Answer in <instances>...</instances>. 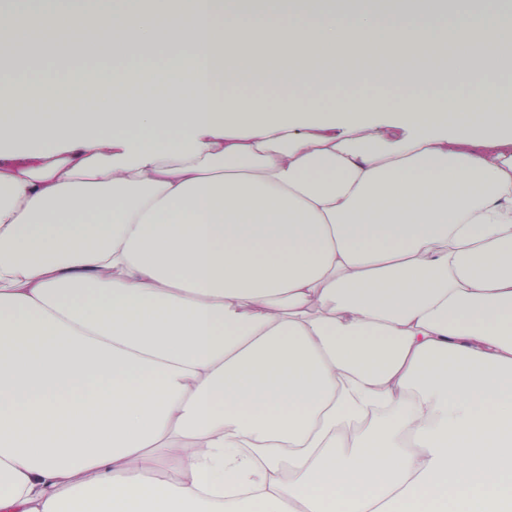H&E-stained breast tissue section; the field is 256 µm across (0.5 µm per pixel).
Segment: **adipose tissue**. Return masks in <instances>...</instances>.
<instances>
[{"instance_id":"obj_1","label":"adipose tissue","mask_w":512,"mask_h":512,"mask_svg":"<svg viewBox=\"0 0 512 512\" xmlns=\"http://www.w3.org/2000/svg\"><path fill=\"white\" fill-rule=\"evenodd\" d=\"M306 3L0 10L172 55L64 112L0 81V512H512V21Z\"/></svg>"}]
</instances>
